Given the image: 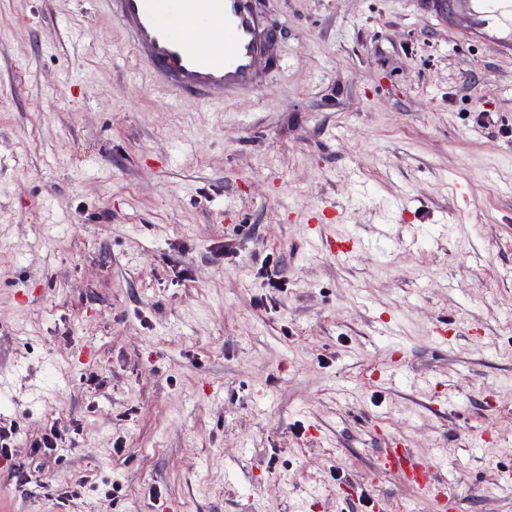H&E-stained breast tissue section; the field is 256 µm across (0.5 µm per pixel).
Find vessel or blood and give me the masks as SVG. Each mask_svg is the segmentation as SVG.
I'll use <instances>...</instances> for the list:
<instances>
[{"label": "vessel or blood", "instance_id": "vessel-or-blood-1", "mask_svg": "<svg viewBox=\"0 0 512 512\" xmlns=\"http://www.w3.org/2000/svg\"><path fill=\"white\" fill-rule=\"evenodd\" d=\"M448 20L451 36L512 58V0H429ZM99 10L116 20L154 91L201 103L234 100L264 86L259 62L274 52L268 18L257 0H96ZM217 31L224 48L215 52L187 36V27ZM321 249L346 260L362 249L355 236L318 238ZM380 467L401 474L421 494L445 500L437 467L407 448H388Z\"/></svg>", "mask_w": 512, "mask_h": 512}]
</instances>
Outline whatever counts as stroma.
I'll return each instance as SVG.
<instances>
[{
    "label": "stroma",
    "instance_id": "obj_1",
    "mask_svg": "<svg viewBox=\"0 0 512 512\" xmlns=\"http://www.w3.org/2000/svg\"><path fill=\"white\" fill-rule=\"evenodd\" d=\"M263 2L264 88L174 106L94 0H0V512H436L395 439L512 512V60ZM317 225L315 229L321 249L328 251L335 260H347L363 248V241L359 237H326L321 231L322 224Z\"/></svg>",
    "mask_w": 512,
    "mask_h": 512
}]
</instances>
